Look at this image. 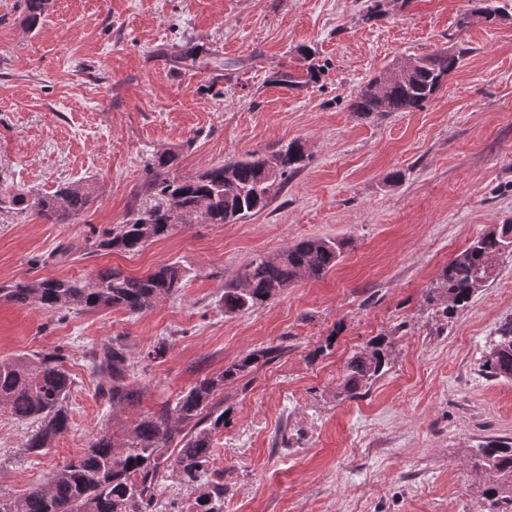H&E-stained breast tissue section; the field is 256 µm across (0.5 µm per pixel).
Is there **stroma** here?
<instances>
[{"mask_svg": "<svg viewBox=\"0 0 512 512\" xmlns=\"http://www.w3.org/2000/svg\"><path fill=\"white\" fill-rule=\"evenodd\" d=\"M492 2L505 21L461 31L468 0H387L370 22L358 0H53L28 33L18 0H0V167L25 190H97L73 224L0 214V282L140 275L171 261L188 272L180 295L137 315L0 302V360L61 348L74 380L70 428L41 452L24 448L32 422L0 412V497L23 496L101 428L128 427L255 353V367L224 385L211 464L224 512H485L468 461L478 444L512 439V380L480 370L512 317V255L450 319L432 320L425 297L453 256L512 222V0ZM456 43L468 55L422 109L353 115L369 78ZM302 46L327 64L322 83H269L272 70L303 66ZM293 139L306 166L262 213L184 224L134 254L85 252L155 205L144 190L152 154L174 153L189 177ZM314 237L350 242L324 278L225 313L226 282ZM402 322L389 370L367 394L341 398L348 359ZM115 338L137 391L117 412L90 362ZM161 341L165 355L148 358Z\"/></svg>", "mask_w": 512, "mask_h": 512, "instance_id": "obj_1", "label": "stroma"}]
</instances>
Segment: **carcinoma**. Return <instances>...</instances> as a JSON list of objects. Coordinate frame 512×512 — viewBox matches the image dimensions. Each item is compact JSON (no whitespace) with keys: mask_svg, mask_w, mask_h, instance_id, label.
I'll list each match as a JSON object with an SVG mask.
<instances>
[{"mask_svg":"<svg viewBox=\"0 0 512 512\" xmlns=\"http://www.w3.org/2000/svg\"><path fill=\"white\" fill-rule=\"evenodd\" d=\"M22 25L36 30L49 9L50 0H22ZM495 23L500 10L475 6L458 15L459 30L470 27L476 13ZM468 48L458 46L412 58L413 66L394 77L368 80L351 103L355 116L410 112L420 109L458 69ZM326 66L310 63L304 70H275L269 82L298 90L317 84ZM278 173L271 175L250 153L244 158L211 164L199 174L182 178L174 174L176 156L156 155L146 166V190L162 203L116 225L88 243L95 251L135 253L146 244L164 239L180 224H234L265 210L278 197L288 180L309 159L305 144L293 140L273 152ZM88 183L65 182L53 192L29 195L10 184L0 170V213L33 212L50 224H72L93 200ZM347 242L336 238H309L273 256H259L236 280L224 287V311L228 313L262 307L300 279H320L334 268ZM512 255V224H496L475 238L444 268L442 282L431 288L425 301L432 315L450 318L466 308L487 282L499 258ZM185 270L177 262L160 264L133 276L118 268L82 278H22L0 285V300L34 306L48 314L80 310H121L140 314L167 300L183 288ZM402 322L388 334L372 337L346 364L341 395L357 398L389 370L395 336L404 331ZM275 352L270 347L249 354L224 371L196 382L174 401L143 415L119 433L101 430L86 449L66 464L53 469L46 481L22 497L0 498V512H153L162 471L169 470L179 483L194 492V502L185 505L175 498L169 512H222L224 478L208 476L214 452V437L224 427V401L219 396L224 383L251 368L259 357ZM63 349L50 354H23L0 361V412L20 421H33L37 429L23 447L29 451L49 447L70 426L68 398L72 379L64 367ZM93 369L100 376L98 391L110 409H121L135 398L130 379L134 364L125 345L115 338L92 353ZM491 379L512 380V317L495 330L491 348L481 363ZM472 468L485 474L483 499L486 512H512V442L491 441L475 449Z\"/></svg>","mask_w":512,"mask_h":512,"instance_id":"obj_1","label":"carcinoma"}]
</instances>
